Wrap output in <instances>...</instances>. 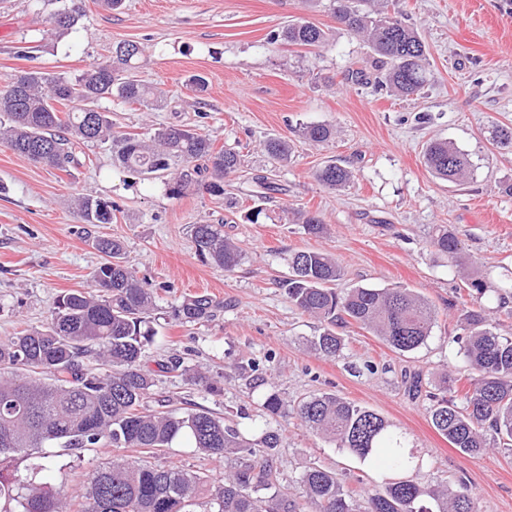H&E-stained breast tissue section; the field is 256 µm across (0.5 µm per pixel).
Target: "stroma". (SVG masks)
Returning <instances> with one entry per match:
<instances>
[{
	"label": "stroma",
	"mask_w": 512,
	"mask_h": 512,
	"mask_svg": "<svg viewBox=\"0 0 512 512\" xmlns=\"http://www.w3.org/2000/svg\"><path fill=\"white\" fill-rule=\"evenodd\" d=\"M80 4L79 24L58 37L48 30L64 0H0V87L34 66L75 74L112 45L137 42L145 49L138 77L164 92L166 104L153 112L113 104L119 131L187 125L235 149L244 171L228 183L238 205L227 208L224 198L204 191L171 196L162 180L120 168L105 145L82 146L65 173L0 144V340L43 325L63 292L89 288L104 260L96 238L120 239L139 278L157 290L156 341L141 361L155 380L151 408L171 398L244 427L258 417L269 390L289 406L334 393L406 432L424 485L452 491L464 485L479 512H512V452L471 457L453 448L433 427L426 397L463 365L456 338L469 300L466 275L491 283L481 304L498 332L512 336V151L490 139L494 124L512 123V0H389L426 45L427 83L411 99L349 80V70L371 74L375 67L364 43L336 24L328 0H124L118 11L99 0ZM299 17L328 32L324 47L272 41ZM194 74L208 81L199 112L187 84ZM316 123L334 125L335 138L320 145L302 139L301 127ZM270 138L290 143V161L266 154ZM434 139L470 154L474 171L466 185L435 178L424 166L423 149ZM331 160L352 170L350 187L334 191L313 179ZM256 175L276 179L282 193L262 198ZM81 196L120 210L112 223H84L76 208ZM255 206L265 209L264 223L245 221ZM308 209L324 217L322 237L298 224L296 213ZM203 222L223 223L225 237L242 248L233 271L197 256L191 228ZM443 225L461 243L462 266L430 245ZM307 248L336 258L344 271L339 292L401 286L435 305L438 323L426 344L400 353L351 325L340 331L339 357L310 351L307 341L321 325L289 302L283 286L289 254ZM204 293L223 298L221 316L195 325L175 318L183 301ZM173 358L182 369L164 370ZM197 374L218 382L219 393L195 384ZM416 375L419 394L409 388ZM276 426L281 481L294 498H303L299 478L312 467L335 472L353 491L379 488L394 475L380 461L360 463L295 415ZM116 454L109 445L73 451L50 459L41 479L56 484L64 470L75 485ZM151 462L214 478L224 473L222 460L185 439Z\"/></svg>",
	"instance_id": "stroma-1"
}]
</instances>
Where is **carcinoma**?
Segmentation results:
<instances>
[{
	"label": "carcinoma",
	"instance_id": "1",
	"mask_svg": "<svg viewBox=\"0 0 512 512\" xmlns=\"http://www.w3.org/2000/svg\"><path fill=\"white\" fill-rule=\"evenodd\" d=\"M336 22L362 37L372 53L389 67L376 77L375 89L414 96L426 82L427 51L416 29L388 10V0H330ZM81 7L73 2L60 9L55 28H74ZM271 40L317 49L326 44L324 29L308 20L289 24ZM143 47L120 42L111 55L79 74L63 75L32 67L7 78L0 88V143L50 169L68 172L78 163L76 150L88 143L117 145L122 167L141 175H163L170 160L183 168L166 181L172 196L206 190L224 195V178L241 169V156L218 147L205 133L182 125L160 126L148 137L114 131L112 109L117 101L147 110L164 107L161 95L136 79ZM334 135L329 124L302 127L301 136L315 144ZM492 143L512 150V125L497 124ZM272 157L288 160L291 146L277 138L264 143ZM426 167L438 178L462 185L471 176L469 154L446 140L430 142ZM322 186L341 189L353 180L350 170L336 163L316 169ZM76 206L86 224H110L117 207L101 198L80 197ZM305 233L319 238L325 222L316 211L299 213ZM192 237L197 256L231 272L242 259L240 247L224 238V223L195 224ZM431 245L452 263L459 262L460 243L443 226ZM105 262L91 276V290L58 296L47 322L0 341V512H303L300 503L278 479L276 454L279 430L270 421L285 415V403L275 390L264 397L268 421L254 426L247 438L224 424V418L204 408L147 407L154 386L140 368L155 330L149 315L155 292L138 278L125 257L124 244L111 238L96 240ZM288 299L302 313L318 319L323 331L309 340L315 354L334 359L342 352L336 326L358 325L373 331L399 352H411L427 342L438 312L406 288H333L343 276L329 253L310 249L288 258ZM472 307L459 315V336L470 387L456 401L455 378L429 393L433 426L461 453L481 456L494 445L512 447V338L502 336L477 305L490 291L480 278L467 279ZM224 311V300L200 295L185 301L180 320L209 322ZM295 416L309 429L360 461L382 458L406 475L367 494L365 512H477L463 485L460 490L428 488L414 474V456L407 451V434L373 410L334 394L301 399ZM186 438L197 451L224 460V482L177 465L156 467L123 456L86 474L83 484L67 488L37 480L47 468L32 463L21 480L12 474L17 460L47 445L92 448L105 441L115 448H141L151 454ZM300 484L315 512H356L354 493L336 473L320 468L305 471Z\"/></svg>",
	"mask_w": 512,
	"mask_h": 512
}]
</instances>
